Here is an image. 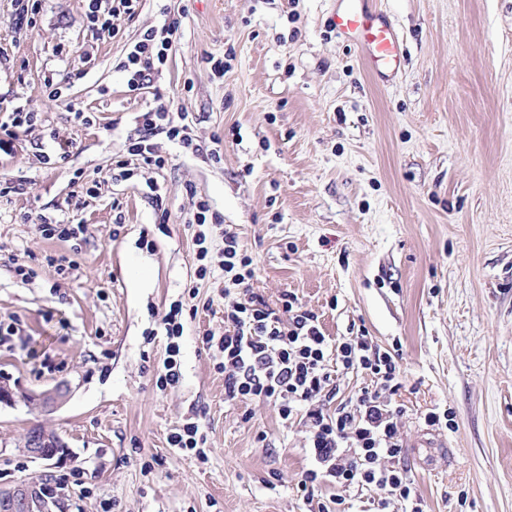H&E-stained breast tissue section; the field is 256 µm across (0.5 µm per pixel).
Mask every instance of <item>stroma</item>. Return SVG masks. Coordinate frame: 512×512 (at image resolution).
I'll return each mask as SVG.
<instances>
[{
  "mask_svg": "<svg viewBox=\"0 0 512 512\" xmlns=\"http://www.w3.org/2000/svg\"><path fill=\"white\" fill-rule=\"evenodd\" d=\"M376 2L405 43L386 84L330 29L336 0H142L113 38L87 28L85 0H42L32 30L0 0V109L26 103L41 118L0 152V179L23 186L0 197V324L15 328L0 383L17 394L0 403V487L54 486L52 512H308L298 427L272 405L225 402L200 343L224 330L223 278L199 285L179 384L156 383L161 318L195 278L190 185L237 231L269 304L291 292L326 335L358 327L398 349L402 463L426 512H512V0ZM166 10L181 40L129 92L119 64ZM49 78L92 124L48 100ZM169 98L201 145L219 142L221 163L159 134L168 165L117 177L140 113ZM54 133L73 149L47 164ZM78 172L93 194L74 188ZM151 180L171 209L163 229ZM40 216L86 224L85 241L43 239ZM61 383L69 397L53 412L24 399ZM435 408L454 429L425 425ZM188 417L206 460L167 444ZM36 424L71 461L20 451Z\"/></svg>",
  "mask_w": 512,
  "mask_h": 512,
  "instance_id": "stroma-1",
  "label": "stroma"
}]
</instances>
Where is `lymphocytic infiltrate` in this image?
I'll return each mask as SVG.
<instances>
[{
	"label": "lymphocytic infiltrate",
	"mask_w": 512,
	"mask_h": 512,
	"mask_svg": "<svg viewBox=\"0 0 512 512\" xmlns=\"http://www.w3.org/2000/svg\"><path fill=\"white\" fill-rule=\"evenodd\" d=\"M87 2V27L94 35L112 38L120 32L119 19H133L140 6V0ZM180 39L179 20L168 18L132 43L120 64L128 90L148 87ZM140 118L145 134L128 147L139 168L160 170L167 163L152 141L156 133L166 134L184 154L199 153L174 101L159 103ZM186 195L190 209L184 222L194 230L197 279L221 275L238 290L224 305L223 334L209 331L201 339L224 375L225 401L272 404L283 422L301 427L310 465L297 484L298 491L309 503L318 486L334 490L321 502L319 512H340L345 493L363 489L373 494L372 512H388L394 500L410 504V512H424L401 464L404 411L393 401L401 387L398 353L378 348L362 331L342 339L327 336L317 315L293 293H282L278 305H270L252 288L253 259L237 232L225 225L207 200L197 197L194 188H187ZM196 314V309H185L176 300L162 317L166 356L158 376L160 386L179 383L184 323ZM341 370L364 373L371 379L370 386L340 398L337 373Z\"/></svg>",
	"instance_id": "1"
}]
</instances>
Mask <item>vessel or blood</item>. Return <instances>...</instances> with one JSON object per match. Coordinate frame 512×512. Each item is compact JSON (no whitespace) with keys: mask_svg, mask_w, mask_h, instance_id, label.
<instances>
[{"mask_svg":"<svg viewBox=\"0 0 512 512\" xmlns=\"http://www.w3.org/2000/svg\"><path fill=\"white\" fill-rule=\"evenodd\" d=\"M334 28L360 51L369 72L384 79L401 67L403 43L373 0H338Z\"/></svg>","mask_w":512,"mask_h":512,"instance_id":"obj_1","label":"vessel or blood"}]
</instances>
